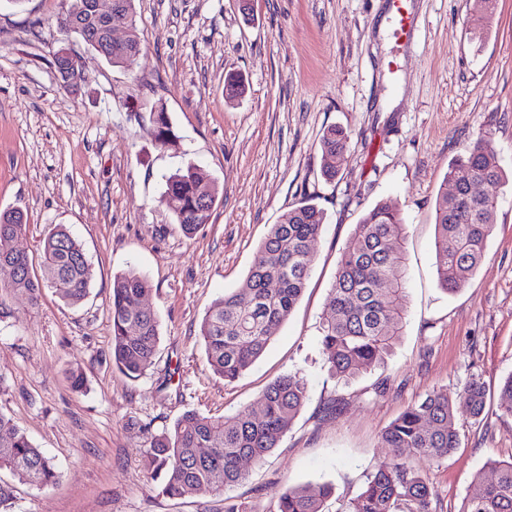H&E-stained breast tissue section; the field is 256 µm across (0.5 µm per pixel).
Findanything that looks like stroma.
I'll return each mask as SVG.
<instances>
[{
	"label": "stroma",
	"instance_id": "obj_1",
	"mask_svg": "<svg viewBox=\"0 0 512 512\" xmlns=\"http://www.w3.org/2000/svg\"><path fill=\"white\" fill-rule=\"evenodd\" d=\"M64 0H0V211L21 208L17 249L38 260L49 228L66 225L93 270L79 305L43 289L37 304L0 292V412L60 472L34 488L0 470L13 495L0 512H272L276 492L331 483L326 512H348L373 466L387 458L381 431L435 388L484 383L485 410L457 411L461 444L447 460H413L436 492L434 512H459L490 461L512 459V415L498 403L512 374V182L497 187L494 234L468 284L436 278L434 209L449 162L488 137L512 173V0H493L483 37L472 0H404L414 24L394 37L388 0H134L144 54L130 70L109 65L55 17ZM82 60L78 90L61 86L52 54ZM246 92L224 96L227 73ZM163 104L177 137L160 148L150 108ZM346 130L345 159L320 175L319 139ZM219 189L209 224L185 237L160 206L167 179L186 165ZM327 221L313 244L305 290L265 353L237 381L210 369L199 326L212 302L239 288L272 224L301 201ZM396 206L408 226L410 307L384 364L344 383L322 353L321 327L343 252L363 213ZM146 275L159 320L153 366L139 379L112 365L115 275ZM81 369L85 388L70 387ZM296 373L309 398L278 448L246 463L224 497L158 495L151 443L184 412L260 410L277 377ZM392 389L368 400L381 380ZM343 398L336 417L325 403Z\"/></svg>",
	"mask_w": 512,
	"mask_h": 512
}]
</instances>
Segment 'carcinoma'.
Here are the masks:
<instances>
[{
	"label": "carcinoma",
	"mask_w": 512,
	"mask_h": 512,
	"mask_svg": "<svg viewBox=\"0 0 512 512\" xmlns=\"http://www.w3.org/2000/svg\"><path fill=\"white\" fill-rule=\"evenodd\" d=\"M88 0H66L55 22L68 20L83 7L81 30L105 32L91 17ZM103 58L112 66L137 65L142 47L138 42L104 46ZM66 87L80 81L75 64L55 70ZM243 79L224 78L227 99L245 93ZM322 174L328 177L344 161L345 132L334 126L319 141ZM498 155L485 139L470 153L448 165L435 205L436 274L440 287L455 292L464 287L484 258L497 219L499 199L493 189L506 183ZM484 187L475 191V186ZM175 199L171 211L182 232L191 236L209 223L218 198L214 184L199 168L189 165L174 173L160 199ZM24 214L0 212V290L25 294L33 303L41 289L51 288L70 305L80 304L94 279L92 264L83 245L63 224L53 227L40 241V273H35L26 254L16 251L15 240L27 230ZM326 215L307 201L284 213L261 243L258 256L242 285L212 303L200 324L199 336L211 370L231 384L265 352L279 327L301 297L315 262L312 244L319 237ZM406 225L394 207L378 203L356 227L354 242L343 253L330 290L322 323V350L330 374L350 381L385 362L401 334L408 312L406 285ZM150 284L134 268L113 277L112 363L135 380L153 364L159 341L156 312L144 304ZM486 390L474 379L454 397L446 389H434L411 403L380 434L379 445L390 448V459L377 464L357 497L353 512H433L436 493L426 477L405 457L439 461L459 448L457 408L469 409L479 418ZM500 408L512 414V374L499 388ZM308 399L306 381L288 373L265 389L260 412L248 407L229 416H204L185 412L173 426L154 437L148 457L152 472L161 477L158 493L182 498L224 491L246 479L241 462L261 463L278 447ZM494 478L478 480L462 501L459 512H512V460L492 461ZM0 469L37 488L59 481L51 458L37 448L13 420L0 412ZM328 483L309 482L276 494L273 512H324L331 495Z\"/></svg>",
	"instance_id": "carcinoma-1"
}]
</instances>
